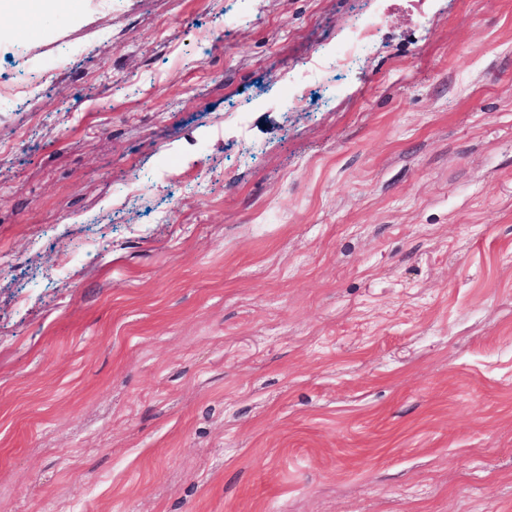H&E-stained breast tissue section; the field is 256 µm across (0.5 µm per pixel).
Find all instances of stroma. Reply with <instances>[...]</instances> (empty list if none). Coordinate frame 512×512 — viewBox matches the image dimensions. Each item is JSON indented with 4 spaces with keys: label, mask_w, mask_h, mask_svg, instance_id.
Instances as JSON below:
<instances>
[{
    "label": "stroma",
    "mask_w": 512,
    "mask_h": 512,
    "mask_svg": "<svg viewBox=\"0 0 512 512\" xmlns=\"http://www.w3.org/2000/svg\"><path fill=\"white\" fill-rule=\"evenodd\" d=\"M49 61L0 109V512H512V0L0 9V81ZM375 22L362 19L351 25V35L345 41L344 51L330 63L337 70H347L375 44ZM330 65V67H331ZM57 69H41L34 71L20 84H12L0 87V106L8 102L31 97L41 91L43 87L50 84Z\"/></svg>",
    "instance_id": "1"
}]
</instances>
